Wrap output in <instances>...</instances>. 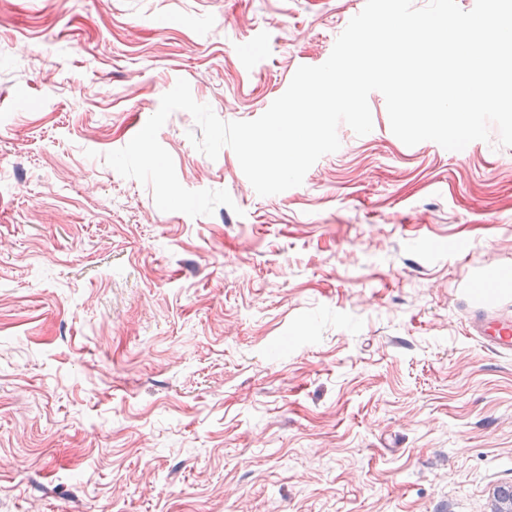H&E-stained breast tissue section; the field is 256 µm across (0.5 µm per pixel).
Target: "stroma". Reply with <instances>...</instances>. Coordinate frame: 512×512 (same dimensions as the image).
<instances>
[{
  "instance_id": "obj_1",
  "label": "stroma",
  "mask_w": 512,
  "mask_h": 512,
  "mask_svg": "<svg viewBox=\"0 0 512 512\" xmlns=\"http://www.w3.org/2000/svg\"><path fill=\"white\" fill-rule=\"evenodd\" d=\"M366 0H0V512H491L512 487V147L339 125L301 186L158 134L160 211L122 148L178 79L261 116ZM490 274L498 292L469 282ZM469 328L482 338L491 349L505 352L512 350V323L510 317L490 322L487 320L485 311L477 309L470 318Z\"/></svg>"
}]
</instances>
